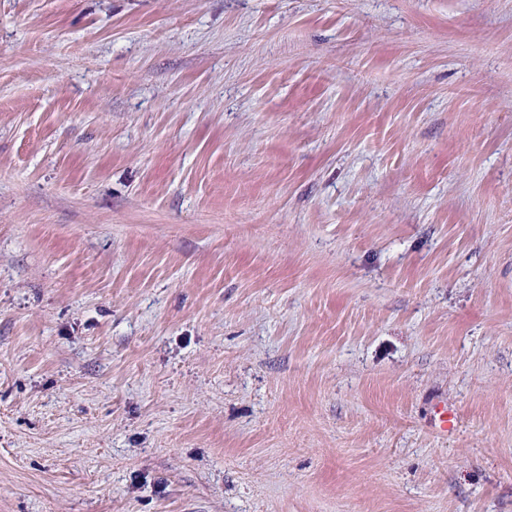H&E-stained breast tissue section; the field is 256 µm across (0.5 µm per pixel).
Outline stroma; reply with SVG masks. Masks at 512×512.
Wrapping results in <instances>:
<instances>
[{
	"instance_id": "obj_1",
	"label": "stroma",
	"mask_w": 512,
	"mask_h": 512,
	"mask_svg": "<svg viewBox=\"0 0 512 512\" xmlns=\"http://www.w3.org/2000/svg\"><path fill=\"white\" fill-rule=\"evenodd\" d=\"M0 512H512V0H0Z\"/></svg>"
}]
</instances>
